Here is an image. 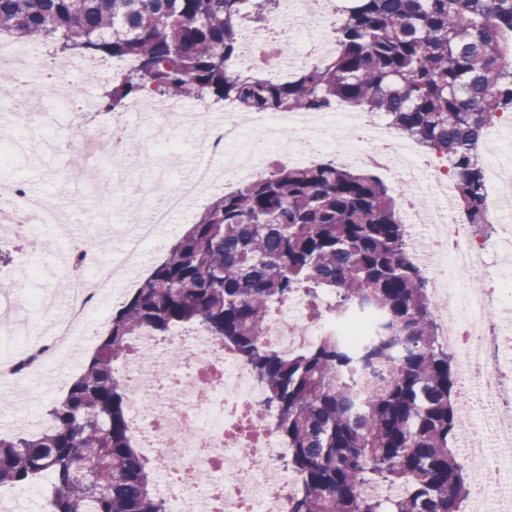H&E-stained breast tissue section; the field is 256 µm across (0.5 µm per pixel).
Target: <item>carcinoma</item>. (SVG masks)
<instances>
[{
	"label": "carcinoma",
	"mask_w": 512,
	"mask_h": 512,
	"mask_svg": "<svg viewBox=\"0 0 512 512\" xmlns=\"http://www.w3.org/2000/svg\"><path fill=\"white\" fill-rule=\"evenodd\" d=\"M277 2L0 0V34L59 57L132 59L100 95L110 112L145 93L239 113L338 101L378 112L448 162L468 222L487 223L483 138L512 112V0H352L324 61L285 82L231 72L243 26L267 25ZM297 292L311 318L359 310L376 316V333L359 347L326 336L281 355L260 331ZM193 325L232 347L263 387L261 409L299 480L292 512H460L457 382L427 280L385 183L335 162L274 166L214 199L112 316L48 426L0 435V486L47 474L50 512H167L129 435L114 365L132 337ZM82 458L87 482L73 477ZM365 485L404 491L367 496Z\"/></svg>",
	"instance_id": "cac0c4a2"
}]
</instances>
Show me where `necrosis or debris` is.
I'll list each match as a JSON object with an SVG mask.
<instances>
[{
    "instance_id": "1",
    "label": "necrosis or debris",
    "mask_w": 512,
    "mask_h": 512,
    "mask_svg": "<svg viewBox=\"0 0 512 512\" xmlns=\"http://www.w3.org/2000/svg\"><path fill=\"white\" fill-rule=\"evenodd\" d=\"M308 26L316 32L310 45L289 47V34ZM334 26L325 0H279L266 28L244 27L241 52L231 67L269 81L288 80L312 53L335 51ZM132 66L127 58L61 59L48 46L0 36V69L16 78L13 91L27 123H50L55 112L72 105L92 115V123L66 132L55 148L85 155L92 192L101 203L125 187L96 152L99 141L124 144L123 160L140 162L158 144L177 143L191 121L201 131L200 152L210 158L193 165L137 217L120 249L101 253L92 239L76 249L71 268L77 276L65 295L64 311L51 320L50 337L1 355L0 376L21 379L19 363L31 367L50 358L60 361L73 342L88 344L83 329L104 310L102 290L111 289L113 300L124 298V272L165 254L174 224L187 221L207 193L263 175L273 153L291 166L330 153L349 165L373 167L397 189L408 250L428 277L429 303L455 365L457 408L464 415L480 408L489 413L453 443L469 470L467 512H488L495 495H512V411L501 407L512 396V381L506 378L512 370V274L500 278L494 293L472 280L489 259L512 251V226L499 222L495 236L475 234L452 199L446 164L420 163L421 151L408 135L372 113L340 104L327 112L257 111L244 125L235 112L219 118L199 100L144 95L128 109L140 116L146 134L129 142L123 119H100L94 90L120 79ZM35 81L42 88L38 96L31 91ZM0 196L12 202L19 216L8 227L10 235L32 236L39 225L57 222L58 202L35 194L25 181L0 185ZM370 331V321L362 316L312 319L305 300L296 295L274 307L261 338L289 355L333 334L357 344ZM174 347L181 355L173 360L169 353ZM119 372L129 396L130 435L151 465L170 512H291L297 480L283 465L287 448L260 410L263 389L220 341L200 327L178 329L164 338L145 333L135 338L134 351Z\"/></svg>"
}]
</instances>
